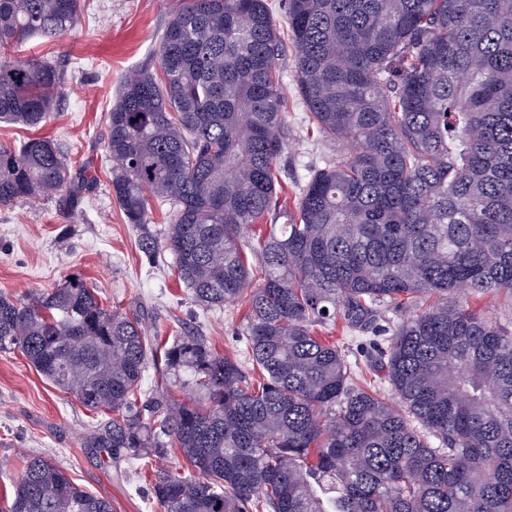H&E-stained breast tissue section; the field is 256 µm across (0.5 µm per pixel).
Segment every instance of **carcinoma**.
<instances>
[{
    "mask_svg": "<svg viewBox=\"0 0 512 512\" xmlns=\"http://www.w3.org/2000/svg\"><path fill=\"white\" fill-rule=\"evenodd\" d=\"M84 0H0V119L46 124L66 84L27 39L62 37ZM305 122L350 157L281 203L288 146L268 0H181L159 69L105 116L111 194L130 224L173 206L161 241L204 308L248 305L252 371L197 336L161 345L72 277L21 304L0 293V352L112 417L85 447L155 462L161 512H512V0H285ZM95 183L50 138L0 147V207ZM285 216L286 223H276ZM270 224V231L250 236ZM259 257L248 263L245 250ZM453 300H448V296ZM385 309L409 316L382 325ZM366 331L394 398L353 382L315 327ZM196 397L139 403L149 365ZM183 466L162 462L173 450ZM5 512H112L41 455Z\"/></svg>",
    "mask_w": 512,
    "mask_h": 512,
    "instance_id": "obj_1",
    "label": "carcinoma"
}]
</instances>
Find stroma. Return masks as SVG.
<instances>
[{"label": "stroma", "mask_w": 512, "mask_h": 512, "mask_svg": "<svg viewBox=\"0 0 512 512\" xmlns=\"http://www.w3.org/2000/svg\"><path fill=\"white\" fill-rule=\"evenodd\" d=\"M178 0H86L75 26L61 39L33 38L16 56L61 62L67 83L59 106L42 127L72 169L94 179L95 191L79 210L64 211L58 198L37 206L0 208V292L24 302L68 278L97 288L104 304L143 316L164 336L202 337L216 352L249 366L245 344L248 307L235 301L207 310L180 284L167 253L148 261L142 239L162 238L172 207H155L149 223H127L108 186L105 114L123 77L158 65L162 32ZM288 105V147L279 161L280 196L292 205L310 171L345 159L348 148L322 139L304 119L293 54L280 65ZM92 414L70 393L57 389L21 352H0V497L22 471V457H51L86 492L107 498L112 512H161L152 497V474L107 448H86Z\"/></svg>", "instance_id": "1"}]
</instances>
